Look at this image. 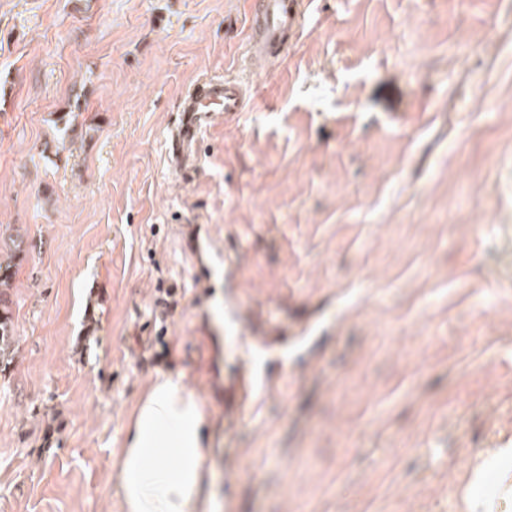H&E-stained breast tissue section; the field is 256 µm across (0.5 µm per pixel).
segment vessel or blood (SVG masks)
Listing matches in <instances>:
<instances>
[{
  "label": "vessel or blood",
  "instance_id": "obj_1",
  "mask_svg": "<svg viewBox=\"0 0 512 512\" xmlns=\"http://www.w3.org/2000/svg\"><path fill=\"white\" fill-rule=\"evenodd\" d=\"M310 0H246L249 57L285 56L305 25ZM251 93L249 84L234 77H213L194 84L178 104V118L166 135L168 164L187 177L198 168L202 134L214 113L233 119L244 111ZM255 377L249 368L237 376L239 414H246L255 399Z\"/></svg>",
  "mask_w": 512,
  "mask_h": 512
}]
</instances>
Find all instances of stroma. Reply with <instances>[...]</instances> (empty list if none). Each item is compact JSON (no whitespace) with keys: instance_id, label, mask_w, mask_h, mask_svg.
I'll return each instance as SVG.
<instances>
[{"instance_id":"stroma-1","label":"stroma","mask_w":512,"mask_h":512,"mask_svg":"<svg viewBox=\"0 0 512 512\" xmlns=\"http://www.w3.org/2000/svg\"><path fill=\"white\" fill-rule=\"evenodd\" d=\"M244 0H0V224L27 252L0 512H122L157 373L223 512H467L512 448V0H313L245 63ZM250 68L197 173L182 94ZM250 364L252 413L230 416Z\"/></svg>"}]
</instances>
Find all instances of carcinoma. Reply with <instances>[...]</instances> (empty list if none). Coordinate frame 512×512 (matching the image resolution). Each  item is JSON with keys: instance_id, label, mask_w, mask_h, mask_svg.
I'll return each mask as SVG.
<instances>
[{"instance_id": "carcinoma-1", "label": "carcinoma", "mask_w": 512, "mask_h": 512, "mask_svg": "<svg viewBox=\"0 0 512 512\" xmlns=\"http://www.w3.org/2000/svg\"><path fill=\"white\" fill-rule=\"evenodd\" d=\"M24 236L16 232L0 239V372L13 362L17 352V337L13 322L12 284L15 260L23 251Z\"/></svg>"}]
</instances>
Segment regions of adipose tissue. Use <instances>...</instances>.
<instances>
[{
  "mask_svg": "<svg viewBox=\"0 0 512 512\" xmlns=\"http://www.w3.org/2000/svg\"><path fill=\"white\" fill-rule=\"evenodd\" d=\"M208 424L181 378L160 373L151 379L116 463L125 512H214V475L204 445Z\"/></svg>",
  "mask_w": 512,
  "mask_h": 512,
  "instance_id": "ef3b65f1",
  "label": "adipose tissue"
}]
</instances>
